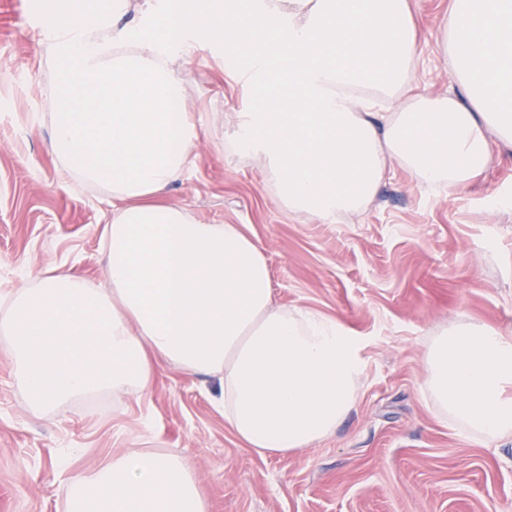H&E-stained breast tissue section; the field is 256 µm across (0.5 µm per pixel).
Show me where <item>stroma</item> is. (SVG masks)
Returning a JSON list of instances; mask_svg holds the SVG:
<instances>
[{
  "instance_id": "35a3bbf8",
  "label": "stroma",
  "mask_w": 512,
  "mask_h": 512,
  "mask_svg": "<svg viewBox=\"0 0 512 512\" xmlns=\"http://www.w3.org/2000/svg\"><path fill=\"white\" fill-rule=\"evenodd\" d=\"M34 0H0V90L23 79L0 119V281L29 288L60 265L106 285L101 234L112 195L77 189L47 151L52 106ZM451 0H410L421 44L414 92L446 94L451 77L440 22ZM178 66L197 122L191 162L166 195L201 224H238L262 249L276 301L335 317L359 338V399L312 447L252 452L225 426L220 386L163 369L143 402L96 394L34 415L0 350V512H64L54 492L130 445L189 456L209 512H512V439L481 444L423 395L425 342L443 325L483 321L512 334V151L472 186L447 195L403 170L373 201L332 224L301 222L278 200L262 158L229 152L252 97L224 72L207 37ZM72 449L60 470L61 449Z\"/></svg>"
}]
</instances>
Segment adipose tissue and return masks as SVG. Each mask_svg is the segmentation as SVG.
Instances as JSON below:
<instances>
[{"instance_id": "adipose-tissue-1", "label": "adipose tissue", "mask_w": 512, "mask_h": 512, "mask_svg": "<svg viewBox=\"0 0 512 512\" xmlns=\"http://www.w3.org/2000/svg\"><path fill=\"white\" fill-rule=\"evenodd\" d=\"M42 0L63 67L50 151L115 204L107 287L49 268L0 292V350L44 417L71 401L141 399L165 367L221 386L224 420L257 454L329 435L355 408L360 344L336 318L275 305L266 258L235 224L163 202L195 137L174 68L190 33L224 47L257 92L231 149L266 159L283 204L323 222L359 211L394 169L456 193L512 150V0H452L441 26L448 94H407L419 59L409 0ZM423 394L478 442L512 438V336L470 322L430 337ZM65 512H208L190 461L127 448L60 481Z\"/></svg>"}]
</instances>
